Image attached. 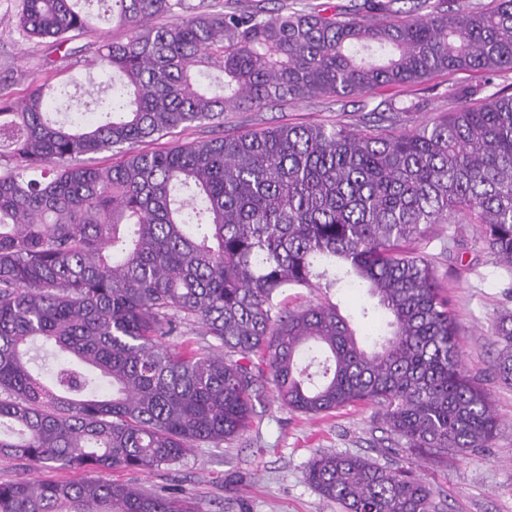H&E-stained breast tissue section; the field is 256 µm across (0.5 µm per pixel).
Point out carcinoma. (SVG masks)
I'll list each match as a JSON object with an SVG mask.
<instances>
[{
	"instance_id": "cac0c4a2",
	"label": "carcinoma",
	"mask_w": 512,
	"mask_h": 512,
	"mask_svg": "<svg viewBox=\"0 0 512 512\" xmlns=\"http://www.w3.org/2000/svg\"><path fill=\"white\" fill-rule=\"evenodd\" d=\"M81 0H19L16 27L59 50L92 28ZM130 31L89 66L115 72L105 121L54 120L46 80L0 96V453L98 477L0 483V512H200L191 498L100 477L184 459L253 424L271 389L316 416L382 413L394 445L446 459L492 446L488 395L462 364L428 256L435 224H479L512 272V0L451 11L418 0L270 11L186 0H100ZM224 75V93L197 75ZM479 72L456 108L408 132L377 123L282 124L151 151L229 109L371 96L438 73ZM106 155L98 161L95 156ZM365 288L388 330L361 343L336 305L292 307L285 288ZM199 323L200 345L172 336ZM497 375L512 386V311L497 318ZM61 359L44 378L35 341ZM304 480L342 512H443L433 488L361 455L322 453Z\"/></svg>"
}]
</instances>
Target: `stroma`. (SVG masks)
I'll return each mask as SVG.
<instances>
[{
  "mask_svg": "<svg viewBox=\"0 0 512 512\" xmlns=\"http://www.w3.org/2000/svg\"><path fill=\"white\" fill-rule=\"evenodd\" d=\"M17 6V0H0V94L18 99L31 85L50 78L65 88L64 102L74 109L88 102V89L108 96L111 73L88 67L87 62L101 41L126 39V28L94 17L96 33L74 40L69 51H58L19 34ZM482 82L476 73H439L422 84L380 88L371 97L316 96L258 111L230 110L222 123L191 128L173 134L172 139L184 143L285 123L362 130L370 125L371 111L382 100L419 102V110L398 113L393 120L395 130L410 131L455 109L450 88ZM420 247L446 290L464 366L488 393L500 434L492 448L480 455L441 460L402 449L393 454L391 465L415 472L436 488L447 512H512V387L496 375L499 348L492 334L499 312L512 309V297L505 293L512 274L496 264L476 224L436 225ZM282 297L293 305L330 302L355 319L368 302L359 290L350 288H287ZM383 436L381 418L372 406L349 405L309 418L268 397L256 404L253 425L243 436L218 446L199 444L177 464L150 472L116 470L109 478L188 495L200 512H338L334 502L304 481L307 463L318 453L380 458Z\"/></svg>",
  "mask_w": 512,
  "mask_h": 512,
  "instance_id": "obj_1",
  "label": "stroma"
}]
</instances>
